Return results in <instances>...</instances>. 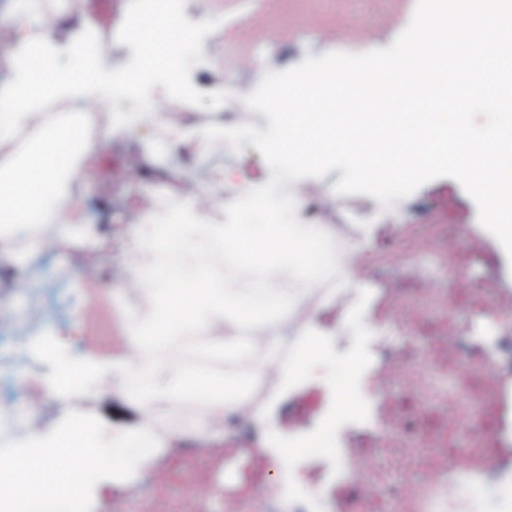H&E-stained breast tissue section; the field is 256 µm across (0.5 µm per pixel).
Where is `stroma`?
<instances>
[{
  "label": "stroma",
  "mask_w": 512,
  "mask_h": 512,
  "mask_svg": "<svg viewBox=\"0 0 512 512\" xmlns=\"http://www.w3.org/2000/svg\"><path fill=\"white\" fill-rule=\"evenodd\" d=\"M36 25L52 29L53 55L70 66L71 29L92 22L104 44L108 71L94 76L84 95L94 106L115 70L139 71L147 51L143 39L125 37L137 0H37ZM180 15L198 34L178 55L174 71L186 99L167 95L163 78L144 76L137 99L154 103L175 124L228 126L268 121L243 103L244 88L261 74L289 70L307 57L342 51L365 53L388 47L413 15L408 0H322L318 14L291 29L273 24L269 0H181ZM244 15L259 29L256 47L240 33L215 39L201 26L205 16ZM232 72L223 100L211 90ZM163 128L141 122L137 136L113 131L103 151L87 158L76 200L97 230L94 240L57 242L49 256L24 269L0 265V313L21 336L11 361L0 367V403L13 406L17 423H27L26 394L41 396L37 426L49 431L72 412L71 403L45 399L49 362L87 355L134 362L124 315L87 324L76 310L126 299L131 257L124 238L143 210L181 199L180 183H193L200 206L224 197L214 180L224 169L246 186L264 182L270 170L249 142L198 148L186 143L162 153ZM342 175L304 178L316 195L318 220L336 230L337 243L351 245L357 227L374 233L358 254L354 276L365 289L364 317L351 314L353 294H340L319 314L327 362L341 367L352 350L364 356L354 390L364 401L354 414L331 417L333 386L315 375L291 392L268 390L242 406L235 429L207 439H188L162 454L153 470L127 489H108L99 504L116 512H416L430 487L456 491L459 498L484 500L486 512H501L502 494L512 485V261L480 225L477 206L450 178L432 180L385 208L362 194L334 199ZM49 323H17L30 299ZM24 367L27 392L12 386ZM274 439L261 443L252 422L259 407ZM84 409L121 430L143 421L129 397L103 393ZM296 444L301 454L285 469L272 466L278 449ZM362 461L363 470L352 468Z\"/></svg>",
  "instance_id": "1"
}]
</instances>
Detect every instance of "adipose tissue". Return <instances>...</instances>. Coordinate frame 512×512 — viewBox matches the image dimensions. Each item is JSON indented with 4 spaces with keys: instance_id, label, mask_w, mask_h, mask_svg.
<instances>
[{
    "instance_id": "obj_1",
    "label": "adipose tissue",
    "mask_w": 512,
    "mask_h": 512,
    "mask_svg": "<svg viewBox=\"0 0 512 512\" xmlns=\"http://www.w3.org/2000/svg\"><path fill=\"white\" fill-rule=\"evenodd\" d=\"M35 0H12L0 13V28L11 30L14 48L13 78L0 87V259L22 263L13 244L15 233L28 234L29 250L40 247L38 226L52 225L59 238L71 237L78 222L74 199L67 185L79 174L82 156L100 152L104 141L87 137L97 115L81 109L82 90L103 53L88 55L91 31L73 30L77 54L67 70H59L52 46L38 37L32 21ZM65 101L76 109L72 119L52 120L46 106ZM27 132L29 145L21 154L9 151L19 132ZM224 200L201 210L177 201L165 209L146 212L133 225L126 249L134 259L131 277L138 287L124 314L137 356L135 364L87 357L53 365L46 381L48 398L84 397L109 390L126 393L130 377L144 378L136 397L143 413L153 414L185 400H199L186 433L160 431L146 421L113 431L110 424L88 412H73L55 429L23 435L20 461L29 469L27 486L0 480V512L50 485L64 493L94 500L99 488H119L152 468L161 451L172 448L182 435L208 437L226 433L244 402V385L258 375L275 391L293 389L311 374L326 371L336 392L334 415L360 411L362 404L351 381L363 365L360 352H351L341 370L326 367L324 337L318 328V309L331 294H323L318 307L309 304L320 248L332 230L326 224H270L269 214H300L308 190L284 192L276 178L246 188L228 172H220ZM207 233L220 241L223 252L202 255L198 237ZM189 255L175 276L163 274L159 255L165 250ZM232 255L245 268L264 274L263 303L225 287L223 278L204 276L203 268H218L224 255ZM294 289H287V282ZM208 337L225 359L241 363L238 377L215 376L182 364L174 370L159 363L160 345L183 332ZM141 447L126 454L129 444Z\"/></svg>"
}]
</instances>
